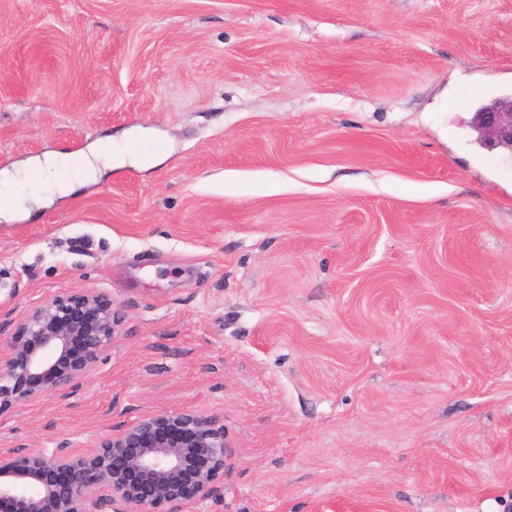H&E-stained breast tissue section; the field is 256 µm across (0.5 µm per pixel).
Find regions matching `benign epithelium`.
Listing matches in <instances>:
<instances>
[{
  "mask_svg": "<svg viewBox=\"0 0 512 512\" xmlns=\"http://www.w3.org/2000/svg\"><path fill=\"white\" fill-rule=\"evenodd\" d=\"M480 141L512 152V98L475 112ZM122 316L94 293L58 295L0 338V415L65 396L112 346ZM234 460L224 427L193 410L146 416L91 448L0 452V512H180L213 497Z\"/></svg>",
  "mask_w": 512,
  "mask_h": 512,
  "instance_id": "benign-epithelium-1",
  "label": "benign epithelium"
}]
</instances>
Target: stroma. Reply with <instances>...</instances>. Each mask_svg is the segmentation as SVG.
Masks as SVG:
<instances>
[{"instance_id":"35a3bbf8","label":"stroma","mask_w":512,"mask_h":512,"mask_svg":"<svg viewBox=\"0 0 512 512\" xmlns=\"http://www.w3.org/2000/svg\"><path fill=\"white\" fill-rule=\"evenodd\" d=\"M506 94L512 0H0V170L155 148L0 220V336L123 314L0 451L189 409L235 457L186 512H512V156L472 128Z\"/></svg>"}]
</instances>
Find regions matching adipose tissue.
Listing matches in <instances>:
<instances>
[{"mask_svg": "<svg viewBox=\"0 0 512 512\" xmlns=\"http://www.w3.org/2000/svg\"><path fill=\"white\" fill-rule=\"evenodd\" d=\"M148 158L131 153L126 143L112 141L93 151L80 171L71 177H63L61 169L68 159L54 154L37 160L31 167L0 171V217L11 221L29 216L32 209L41 206L53 196H65L76 186L95 181L104 169L125 165L143 166Z\"/></svg>", "mask_w": 512, "mask_h": 512, "instance_id": "adipose-tissue-1", "label": "adipose tissue"}]
</instances>
